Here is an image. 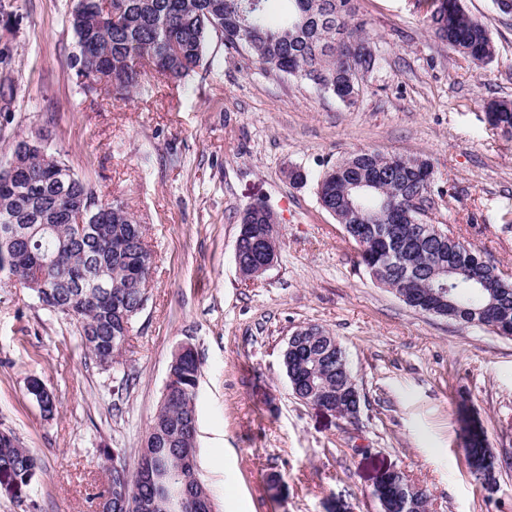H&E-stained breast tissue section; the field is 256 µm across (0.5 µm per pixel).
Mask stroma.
I'll return each instance as SVG.
<instances>
[{"instance_id":"stroma-1","label":"stroma","mask_w":512,"mask_h":512,"mask_svg":"<svg viewBox=\"0 0 512 512\" xmlns=\"http://www.w3.org/2000/svg\"><path fill=\"white\" fill-rule=\"evenodd\" d=\"M72 0H14L0 47L14 53L11 111L0 112V164L22 137L52 151L96 196L122 201L154 256L143 311L116 368L84 351L75 325L27 289L0 282V429L36 453L28 499L0 512H97L100 449L136 472L168 366L191 345L202 364L197 465L217 512H379V474L404 472L429 512H512V339L407 306L357 263V247L320 205L316 177L359 149L428 156L442 190L430 224L468 240L512 280V138L485 107L512 99V16L463 0L495 44L478 65L439 41L429 0H357L381 57L347 107L228 51L211 35L202 66L121 100L83 92L68 67ZM305 184L292 185L289 168ZM265 202L280 255L248 281L234 253L239 217ZM318 324L343 346L361 392L345 419L293 394L282 365L291 334ZM54 392L43 417L31 376ZM504 465L494 488L469 472L460 409Z\"/></svg>"}]
</instances>
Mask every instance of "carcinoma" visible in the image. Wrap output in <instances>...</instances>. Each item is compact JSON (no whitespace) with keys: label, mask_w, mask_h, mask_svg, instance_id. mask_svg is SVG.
<instances>
[{"label":"carcinoma","mask_w":512,"mask_h":512,"mask_svg":"<svg viewBox=\"0 0 512 512\" xmlns=\"http://www.w3.org/2000/svg\"><path fill=\"white\" fill-rule=\"evenodd\" d=\"M276 0H112V17L75 3L68 16L76 46L69 58L80 85L129 98L147 81L144 62L168 81H180L199 66L208 37L252 58L268 71L294 78L344 105L354 104L361 85L353 69L366 73L379 55L355 23L357 0H286L277 18ZM429 23L434 36L477 64L492 60L495 47L487 28L472 18L461 0H433ZM13 51L0 48V111L10 110L14 87L9 79ZM491 125L512 135V101L488 103ZM15 176L0 166V226L15 217L17 230L0 242V276L30 290L48 311L76 322L80 343L103 368L119 363L127 324L143 310L151 279L152 252L144 228L117 200H96L88 185L36 138L13 145ZM431 160L423 156H386L360 150L323 170L317 178L321 206L344 226L358 248V264L380 285L391 288L412 308L512 335V288L498 279L496 267L474 250L452 251L445 238L420 230L413 200L434 191ZM90 207L82 229L74 213ZM276 213L259 202L240 217L243 244L238 250L241 276L263 275L264 256L279 245L271 232ZM448 254L460 269L449 295L431 278L437 255ZM288 339L283 366L299 398L319 396L343 417L355 413L347 397V378L336 360L344 351L326 329ZM168 375L174 382L162 393L159 410L139 450L138 468L164 467L180 475L178 512H213L210 495L196 465V388L201 362L191 347L174 353ZM28 394L44 417L57 410L54 393L37 377ZM464 449L470 472L482 483L497 482L486 473L491 455L482 429L466 432ZM41 463L10 430L0 431V490L21 499L35 483ZM390 475L378 480L374 495L381 512H427L430 494L420 485ZM105 512H170L165 492L133 475L129 483L114 476L101 495Z\"/></svg>","instance_id":"1"}]
</instances>
